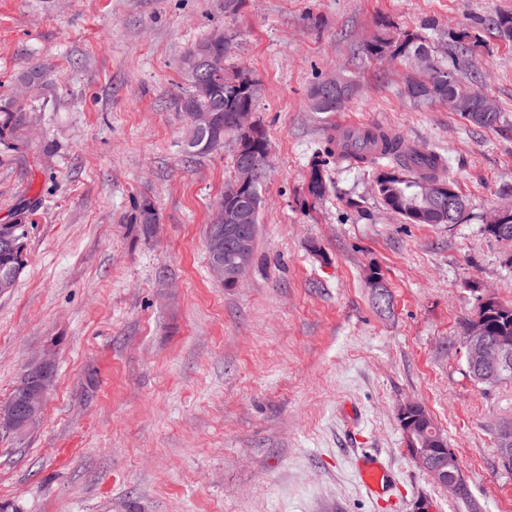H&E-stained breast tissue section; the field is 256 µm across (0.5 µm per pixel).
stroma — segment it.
<instances>
[{
    "label": "stroma",
    "mask_w": 512,
    "mask_h": 512,
    "mask_svg": "<svg viewBox=\"0 0 512 512\" xmlns=\"http://www.w3.org/2000/svg\"><path fill=\"white\" fill-rule=\"evenodd\" d=\"M512 0H0V103L25 110L0 143V224L27 229L16 288L0 296V401L27 360L57 347L40 430L0 436V504L20 512H466L406 453L400 404L427 410L481 512H512L497 438L512 378L468 375L459 327L485 295L512 304V243L485 231L512 208V42L483 21ZM223 30L226 64L257 83L269 142L255 262L235 287L208 270L206 226L235 175L233 140L187 156L185 53ZM387 30L422 35L451 69L476 34L474 89L502 119L470 125L402 93L414 63L366 56ZM44 68L41 86L17 76ZM344 113L309 109L327 76ZM448 159L456 224L389 213L368 167L313 155L340 117ZM151 205L153 235L130 229ZM377 268L382 289L365 282ZM380 456L383 497L355 458ZM327 159L315 161L312 164L308 182V192L315 199H321L326 196L328 192V184L323 174V166H325Z\"/></svg>",
    "instance_id": "1"
}]
</instances>
